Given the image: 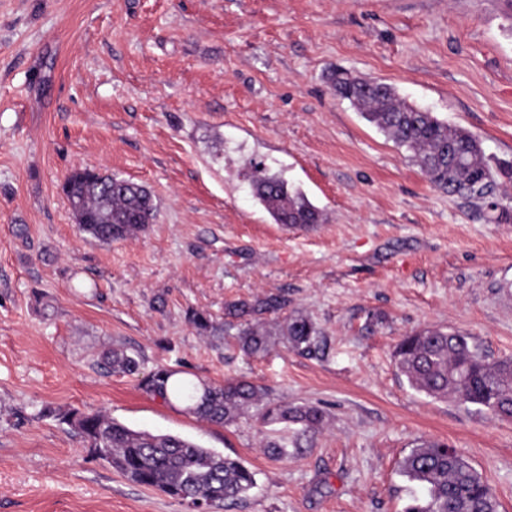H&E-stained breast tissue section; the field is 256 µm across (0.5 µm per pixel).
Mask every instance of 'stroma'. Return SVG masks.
Wrapping results in <instances>:
<instances>
[{
	"instance_id": "stroma-1",
	"label": "stroma",
	"mask_w": 512,
	"mask_h": 512,
	"mask_svg": "<svg viewBox=\"0 0 512 512\" xmlns=\"http://www.w3.org/2000/svg\"><path fill=\"white\" fill-rule=\"evenodd\" d=\"M343 69L512 161L507 0H0V512H193L98 460L60 410L102 411L240 460L256 486L211 512H403L397 463L456 448L512 512V418L413 389L406 334L450 328L512 357V223L431 186L408 152L334 94ZM324 214L273 221L252 163ZM151 190L157 218L106 245L61 191L74 170ZM275 293L322 352L249 358L192 313ZM140 361L115 374L103 351ZM245 378L326 414L285 459L251 418L199 421L140 386Z\"/></svg>"
}]
</instances>
